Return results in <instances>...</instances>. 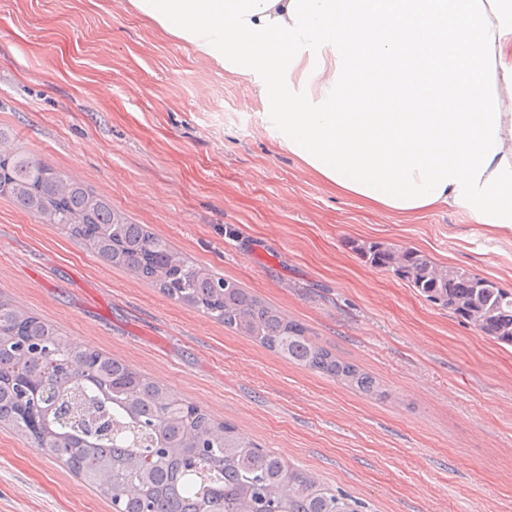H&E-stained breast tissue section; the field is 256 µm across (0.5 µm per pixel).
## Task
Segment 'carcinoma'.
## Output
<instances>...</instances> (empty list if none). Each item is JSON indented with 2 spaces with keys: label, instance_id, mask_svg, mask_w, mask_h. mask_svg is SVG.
<instances>
[{
  "label": "carcinoma",
  "instance_id": "1",
  "mask_svg": "<svg viewBox=\"0 0 512 512\" xmlns=\"http://www.w3.org/2000/svg\"><path fill=\"white\" fill-rule=\"evenodd\" d=\"M0 196L83 241L100 259L149 283L291 364L370 396L380 383L314 343L238 282L212 274L130 222L110 201L14 144L0 129ZM392 272L485 336L512 345V291L422 251L359 244ZM48 450L112 501L115 512H364L235 428L187 404L130 364L76 350L57 327L0 297V425Z\"/></svg>",
  "mask_w": 512,
  "mask_h": 512
}]
</instances>
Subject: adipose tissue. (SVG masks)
I'll return each instance as SVG.
<instances>
[{"mask_svg":"<svg viewBox=\"0 0 512 512\" xmlns=\"http://www.w3.org/2000/svg\"><path fill=\"white\" fill-rule=\"evenodd\" d=\"M263 80L281 145L333 192L403 218L512 230V0H133Z\"/></svg>","mask_w":512,"mask_h":512,"instance_id":"obj_1","label":"adipose tissue"}]
</instances>
